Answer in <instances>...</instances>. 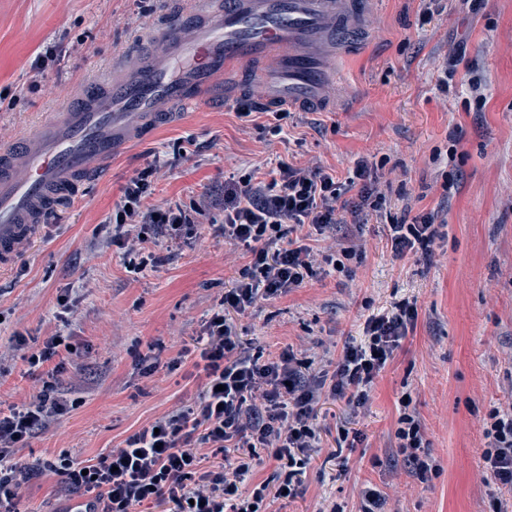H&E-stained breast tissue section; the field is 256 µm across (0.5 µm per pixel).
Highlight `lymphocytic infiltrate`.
<instances>
[{
  "label": "lymphocytic infiltrate",
  "mask_w": 512,
  "mask_h": 512,
  "mask_svg": "<svg viewBox=\"0 0 512 512\" xmlns=\"http://www.w3.org/2000/svg\"><path fill=\"white\" fill-rule=\"evenodd\" d=\"M160 171L155 161L135 173L112 214V242L132 270L162 263L151 249L159 237L178 244L198 234L200 206L145 205L150 179ZM381 185V174L364 159L342 178L321 165L282 161L269 179L251 172L225 181L224 214L214 230L246 262L207 313L199 335L168 365L173 371L191 361L199 396L121 447L86 461L64 452L36 466L20 461L35 433L79 402L58 391L68 376V358L77 352L69 337L57 333L35 345L17 339L12 349L27 364L34 392L0 409V512H18L22 488L42 472L79 492L88 512H136L146 503L169 506L170 512H262L268 496H301L311 452L320 445L315 419L321 399L346 400L353 417L363 416L376 378L416 325L417 306L404 300L370 315L361 340L345 339L331 372L313 371L312 359L297 357L289 346L271 358L252 350L234 319L302 287L325 268L341 270L347 260L362 258L364 246L337 247L334 230L343 211L362 216L377 209ZM443 236L433 214H404L390 223L388 242L394 257H425ZM483 428L484 471L498 489L512 490V400L492 407ZM395 436L414 475L428 479L432 468L422 456L419 419L401 413ZM265 452L284 474L275 489L254 479Z\"/></svg>",
  "instance_id": "obj_1"
}]
</instances>
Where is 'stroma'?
<instances>
[{"mask_svg":"<svg viewBox=\"0 0 512 512\" xmlns=\"http://www.w3.org/2000/svg\"><path fill=\"white\" fill-rule=\"evenodd\" d=\"M422 7V0H375L365 52L340 66L331 109L294 110L280 123L259 112L250 121L238 108L255 99L251 81L229 75L223 103L172 117L115 159L107 181L79 183L46 215L42 238L0 271V404L32 393L23 362L7 355L11 339L58 332L79 346L60 392L82 403L32 438L23 460L62 451L92 458L197 395L192 367L172 372L167 364L199 334L238 268L225 259L230 244L204 223L191 245L159 238L162 265L127 269L109 220L135 170L164 160L146 204L204 199L213 217L224 207L225 176L266 172L282 160L342 174L364 158L385 162L392 174L367 223L349 213L336 227L344 245L368 242L363 262L348 263L355 278L309 280L240 319L238 333L270 355L324 344L321 364L331 369L333 345L360 337L365 319L395 302H416L417 328L375 381L359 448L347 462L337 459V428L352 416L344 401L323 399V442L303 497L267 499L266 510L322 512L335 502L357 512L359 492L370 486L389 494L390 512H493V489L482 480L483 419L512 396V0H484L477 10L438 0L426 24ZM173 10V0H0V145H14L60 111L76 86L132 52ZM50 45L59 46L58 58L33 68ZM457 46L462 60L440 91L439 69ZM407 207L434 212L446 227L430 260L395 258L387 245L391 217ZM63 293L73 302L64 321ZM148 356L158 361L149 373ZM405 409L419 418L435 468L424 482L395 436ZM76 498L47 474L23 487L19 508L65 512Z\"/></svg>","mask_w":512,"mask_h":512,"instance_id":"obj_1","label":"stroma"}]
</instances>
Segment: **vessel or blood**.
I'll return each mask as SVG.
<instances>
[{
	"instance_id": "vessel-or-blood-1",
	"label": "vessel or blood",
	"mask_w": 512,
	"mask_h": 512,
	"mask_svg": "<svg viewBox=\"0 0 512 512\" xmlns=\"http://www.w3.org/2000/svg\"><path fill=\"white\" fill-rule=\"evenodd\" d=\"M373 11V0H185L178 21L153 31L160 57L84 82L62 122L0 148V268L16 262L19 239L39 234L44 211L79 178L105 179L114 156L158 132L162 105H202L230 71L256 68L268 108L329 109L337 60L362 52Z\"/></svg>"
}]
</instances>
